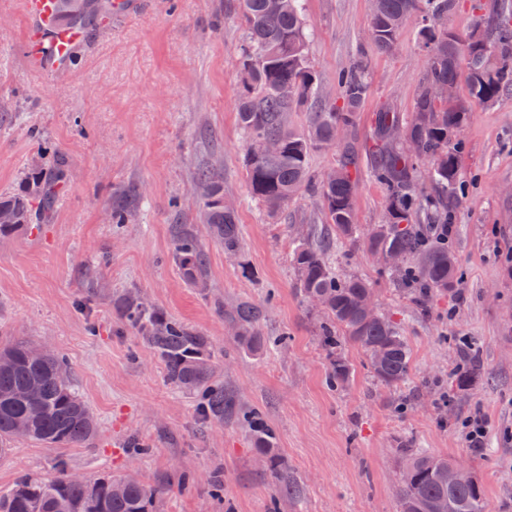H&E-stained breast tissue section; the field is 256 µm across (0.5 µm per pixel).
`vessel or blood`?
<instances>
[{
	"label": "vessel or blood",
	"instance_id": "1",
	"mask_svg": "<svg viewBox=\"0 0 512 512\" xmlns=\"http://www.w3.org/2000/svg\"><path fill=\"white\" fill-rule=\"evenodd\" d=\"M22 6L28 21L26 54L32 67L43 74L56 72L68 61L80 34L59 30L50 23L55 0H22Z\"/></svg>",
	"mask_w": 512,
	"mask_h": 512
}]
</instances>
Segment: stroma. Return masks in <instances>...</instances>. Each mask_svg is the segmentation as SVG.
I'll use <instances>...</instances> for the list:
<instances>
[{
  "instance_id": "obj_1",
  "label": "stroma",
  "mask_w": 512,
  "mask_h": 512,
  "mask_svg": "<svg viewBox=\"0 0 512 512\" xmlns=\"http://www.w3.org/2000/svg\"><path fill=\"white\" fill-rule=\"evenodd\" d=\"M308 56L326 99L359 53L369 88L349 139L362 147L382 105L411 113L426 57L421 19L410 16L399 45L368 38L371 0H303ZM499 0H458L447 26L467 35L494 20ZM238 0H142L80 48L67 69L42 75L25 56L21 0H0V193L27 186L34 163L62 165L65 189L47 223L0 237V344L27 340L64 356L98 419L87 444H15L0 457V493L23 474L51 478L58 461L87 479L132 474L163 487L156 512H399L401 439L464 462L491 512H512V92L472 105L459 165L468 193L451 211L448 249L460 277L421 310L385 263L339 242V273L364 279L380 312L398 322L411 351L401 388L381 385L363 352L347 346V384L330 389L318 343L320 315L295 285L293 250L308 227L324 228L320 199L302 192L279 213L251 198L235 102L241 86ZM39 129L32 139L31 129ZM219 164L251 270L241 274L205 239L206 287H189L170 258L172 227L199 224L197 170ZM128 204L124 223L112 208ZM357 221L386 211L383 191L360 175ZM207 336L224 390L259 407L288 464L293 496L263 471L249 433L234 420L207 421L192 393L169 384L154 352L119 315L130 295ZM261 303L264 335L286 347L257 356L238 347L221 301ZM474 337L480 368L456 387L458 339ZM488 421L485 446L469 448L464 417ZM148 445L128 449L129 435Z\"/></svg>"
}]
</instances>
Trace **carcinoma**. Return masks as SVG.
<instances>
[{
	"label": "carcinoma",
	"instance_id": "carcinoma-1",
	"mask_svg": "<svg viewBox=\"0 0 512 512\" xmlns=\"http://www.w3.org/2000/svg\"><path fill=\"white\" fill-rule=\"evenodd\" d=\"M59 25L92 34L112 20V0H56ZM457 6V0H376L371 13V44L379 51L396 49L403 21L421 18L420 43L426 68L420 79L415 112L407 117L388 107L375 113L374 137L365 146L370 174L386 198L384 223L370 229L357 224L354 196L358 154L349 144L340 150L336 179L320 181L318 190L329 229L308 228L293 252L297 288L307 302L317 297L323 310L319 343L330 358L327 384L344 385L350 365L341 356L342 344L353 343L365 354L381 384L398 387L407 378L411 353L402 328L383 314L364 315L362 304L371 288L362 279L340 276L329 260L334 240L356 243L376 254L397 253L396 283L411 288L414 300L425 307L436 292H446L457 279L454 258L448 253L441 226L448 223V203L465 193L458 168L463 142L456 139L468 107L457 98L437 100L430 89L439 83L457 85L460 61H465L469 96L490 106L512 89V22H494L462 38L439 20ZM244 32L242 90L237 100L238 124L245 138L243 168L251 197L276 213L307 185L312 148L338 143V131L355 127L357 112L368 92V59L360 56L336 77V98L322 100L319 83L307 55L301 0H240ZM312 100L318 110L308 113L304 128L291 122L295 105ZM405 127L412 148L390 140L386 131ZM428 164L427 178L436 193H426L418 178L419 164ZM201 191L202 219L210 236L224 248V256L249 271L235 209L225 205L224 176L212 166L196 173ZM62 170L40 168L24 194L0 196V236L33 224L50 210L62 188ZM172 259L183 281L193 288L207 286L209 263L196 230L174 225ZM224 323L234 331L239 348L250 355L284 343L285 338L261 334L263 307L240 300L218 306ZM122 315L163 364L168 382L192 392L206 420L231 418L245 425L267 470L280 477V491L292 495L287 467L274 451L276 434L258 408L235 405L214 380L211 343L181 321L146 306L131 296ZM31 343L0 345V456L18 440L46 447L66 448L91 441L97 417L73 382L65 359L43 351L30 354ZM407 478L399 485L400 512H490L480 484L450 485L444 478L451 461L409 448L400 449ZM163 489L151 488L132 477L74 480L65 463L52 479L23 476L6 494H0V512H153Z\"/></svg>",
	"mask_w": 512,
	"mask_h": 512
}]
</instances>
